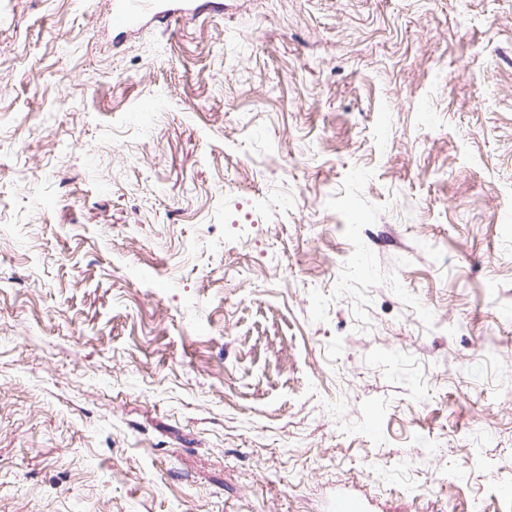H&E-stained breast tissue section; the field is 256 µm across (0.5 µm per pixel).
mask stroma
I'll return each instance as SVG.
<instances>
[{
  "instance_id": "1",
  "label": "stroma",
  "mask_w": 512,
  "mask_h": 512,
  "mask_svg": "<svg viewBox=\"0 0 512 512\" xmlns=\"http://www.w3.org/2000/svg\"><path fill=\"white\" fill-rule=\"evenodd\" d=\"M0 0V512H512V0ZM161 0H113L111 23L113 30L134 29L147 17L154 23L164 24L169 20Z\"/></svg>"
}]
</instances>
